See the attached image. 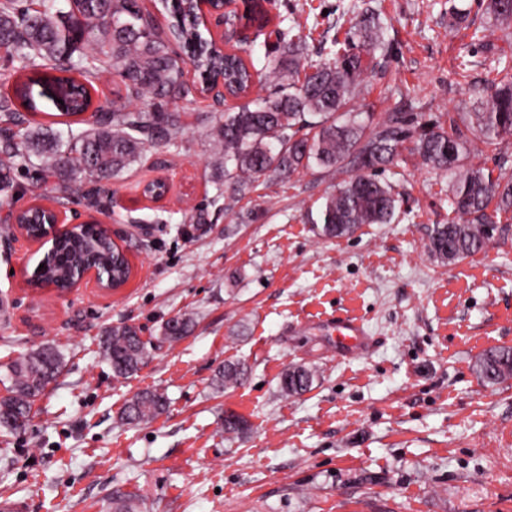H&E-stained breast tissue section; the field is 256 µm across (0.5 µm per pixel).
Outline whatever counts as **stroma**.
I'll return each instance as SVG.
<instances>
[{
    "instance_id": "obj_1",
    "label": "stroma",
    "mask_w": 512,
    "mask_h": 512,
    "mask_svg": "<svg viewBox=\"0 0 512 512\" xmlns=\"http://www.w3.org/2000/svg\"><path fill=\"white\" fill-rule=\"evenodd\" d=\"M257 3L265 34L242 20L229 47L265 72L281 56L272 32L282 19L296 20L316 53L344 39L348 6L377 7L385 69L358 102L378 116L401 112L418 124L483 111L475 87L499 54L512 62V45L471 40L490 23L483 0ZM454 6L468 16L452 29ZM169 109L199 115L181 150L147 154L112 180L99 210L69 202L126 252L122 288L32 287L37 244L0 234V396L18 357L46 344L63 355L29 424L0 428V499L23 512H110L126 496L138 512H512V380L491 387L475 370L488 350L512 347V235L451 266L430 258L429 229L453 217L449 179L406 145L379 174L398 194L393 223L318 235L310 217L341 172L331 181L309 170L286 182L263 177L225 210L212 165L216 105L197 98ZM159 176L171 183L166 200L135 191ZM18 183L15 208L59 194L35 161ZM195 209L205 224L191 220ZM345 314L362 317L373 340L347 359L328 332ZM179 315L192 317L193 331L162 342V324ZM124 323L153 348L118 381L102 337ZM236 360L246 380L218 388V370ZM293 365L317 377L307 393L286 397L278 378ZM148 389L165 393L166 412L125 424V403ZM228 412L247 423L231 440Z\"/></svg>"
}]
</instances>
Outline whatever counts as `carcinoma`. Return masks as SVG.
Returning <instances> with one entry per match:
<instances>
[{"instance_id":"cac0c4a2","label":"carcinoma","mask_w":512,"mask_h":512,"mask_svg":"<svg viewBox=\"0 0 512 512\" xmlns=\"http://www.w3.org/2000/svg\"><path fill=\"white\" fill-rule=\"evenodd\" d=\"M44 0L43 10L32 12L22 0H0V48L18 62L20 76L12 92L0 97V199L16 194L13 174L19 163L33 155L43 172L57 177L66 195L82 194L94 206L106 194L105 182L120 177L143 155L162 145L179 147L191 125L190 112H170L168 105L191 95L186 76L193 66L202 82L220 76L234 98H245L257 86L254 62L234 51L209 44L211 53H197L203 42L192 0H165L174 22L172 35L183 50L170 48L167 36L145 15L139 0ZM493 29H477L479 41L487 33L508 37L512 28V0H487ZM351 39L360 51L340 47L333 57L308 60L305 37L295 26L279 27L276 40L282 57L272 71L279 90L212 116L218 161L215 169L236 200L261 176L287 181L302 169H318L330 176L340 169L352 176L325 197L316 230L325 238L350 234L363 224H389L395 216L394 186L378 178L377 169L399 154L406 140L423 164L448 175L452 194L448 204L456 221L436 224L428 236V251L436 260L454 265L481 252L494 234L512 231L502 214H512V175L492 171L478 162L481 150H499L512 139V64L497 58L490 69L495 78L486 83L488 100L482 112H462L437 118L410 129L396 115L378 120L360 112L356 99L369 74L381 68L376 52L384 48L380 14L370 6L356 17ZM124 85L126 101L94 105L92 91L103 74ZM52 102L56 116L66 118V150H60L51 127L32 121L38 113L35 97ZM61 102L54 101V98ZM51 254L33 270L34 285L51 282L61 289L72 285L71 271L88 254L113 263V280L121 285L130 275L128 259L117 245L92 224H78L50 245ZM192 319L176 316L161 327V339L177 343L191 331ZM150 343L135 325H121L103 339L105 356L114 379L136 373L150 355ZM63 367L60 351L44 345L14 361L8 369V395L0 397V427L17 430L29 421L33 403L56 380ZM477 371L495 386L512 379V348L483 354ZM247 366L227 361L218 371L219 386L243 383ZM314 372L305 366L286 369L279 378L285 396L309 391ZM167 406L157 390L135 394L125 404L123 419L147 423ZM245 420L224 416V434L237 436Z\"/></svg>"}]
</instances>
